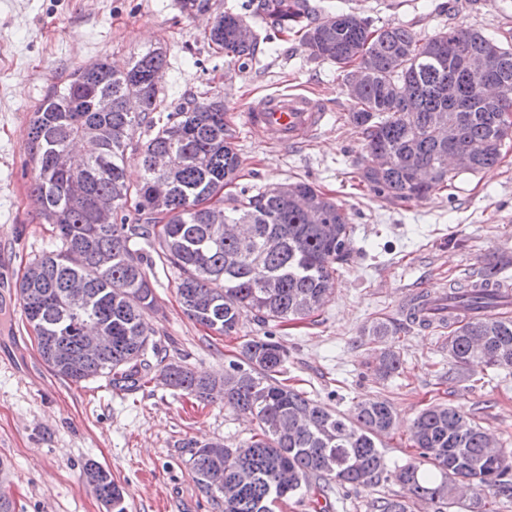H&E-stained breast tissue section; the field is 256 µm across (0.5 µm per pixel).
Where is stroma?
<instances>
[{
  "instance_id": "stroma-1",
  "label": "stroma",
  "mask_w": 512,
  "mask_h": 512,
  "mask_svg": "<svg viewBox=\"0 0 512 512\" xmlns=\"http://www.w3.org/2000/svg\"><path fill=\"white\" fill-rule=\"evenodd\" d=\"M211 2L210 11L188 18L175 0H0V272L11 283L0 296V491L14 512H105L85 480L90 461L111 472L127 512H221L196 483L187 445L233 448L258 430L251 416L218 398L203 404L152 381L126 392L104 377L78 384L59 378L38 350L16 290L29 263L57 243L30 198L33 112L79 67L105 60L122 68L151 46L166 52L159 87L167 109L205 90L223 96L241 160L237 187L312 184L348 214L354 252L320 311L284 325L248 315L232 336L190 320L177 296V271L155 260L148 272L155 307L144 316L150 363L220 375L244 341L270 335L288 350L291 385L320 405L344 412L356 401L389 400L396 421L379 440L387 476L369 487L332 486L322 500L326 512H373L376 498L405 495L394 474L415 458L412 425L431 405L476 410L497 448L512 453V369L483 362L458 369L441 347L445 329L411 326L403 313L412 294L433 283L445 288L489 267L512 278V141L497 165L450 171L448 189L390 204L357 186L365 136L349 116L345 72L308 59L295 37L245 66L225 58L203 33L216 11L241 10L245 0ZM310 2L353 11L377 27L402 24L422 38L450 23L489 34L512 28V0ZM286 88L319 100L328 123L304 144H265L246 127V110ZM376 321L396 327L388 343L403 360L386 380L375 375L376 347L363 334Z\"/></svg>"
}]
</instances>
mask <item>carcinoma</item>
Here are the masks:
<instances>
[{
    "instance_id": "1",
    "label": "carcinoma",
    "mask_w": 512,
    "mask_h": 512,
    "mask_svg": "<svg viewBox=\"0 0 512 512\" xmlns=\"http://www.w3.org/2000/svg\"><path fill=\"white\" fill-rule=\"evenodd\" d=\"M186 16L207 11L210 0H177ZM245 12L217 14L207 43L224 56L245 64L259 52L258 37L239 38V23L261 18L280 34L300 37L309 59L329 61L349 70L369 61L373 73L351 94V120L366 134V152H387L391 165L376 171L364 161L359 182L391 204L422 198L448 182V158L477 148L469 171L491 167L502 158L504 141L497 117L512 113V43L482 31L453 25L429 38L409 27L375 28L352 11H327L308 0H247ZM463 54L487 58L507 90L497 110L487 112L468 100L473 79L460 69ZM165 66L159 49H148L126 69L95 61L74 71L67 83L51 91L31 118L30 161L34 175L30 196L41 217L54 225L60 249L31 262L18 288L22 311L33 328L45 363L57 353L69 364L55 375L72 383L107 377L122 391L141 387L147 376L156 383L201 400L218 393L224 405L251 415L259 432L236 448L211 443L190 449L191 469L200 489L222 503L223 512H272V506L302 490L318 495L334 481L341 486H368L386 470L378 437L394 421L385 399L357 402L349 413H333L281 379L287 349L269 336L254 337L241 349V361L221 377L196 376L170 361L151 370L145 359L149 327L143 314L154 297L147 268L151 254L180 272L177 294L184 313L220 335L238 333L243 316L266 322L304 319L327 302L338 266L353 251V230L343 208L304 181L247 195L229 191L238 178L240 160L224 119V100L204 104L185 99L161 112L158 82ZM142 93L143 107L127 112L123 99L132 88ZM456 124L454 143L439 136L436 116ZM153 134L134 141L137 130ZM77 140L98 143L96 154L77 159L86 193H67ZM142 155V175L127 180V149ZM113 201L112 223L96 222L94 204ZM224 204L231 224H246L241 237H226L211 224L204 205ZM79 250L83 264L66 262ZM84 282L89 303L61 315L56 302L70 282ZM448 306L464 313L440 323L448 329L442 348L464 368L471 361L512 367V318L498 312L492 288L452 286ZM112 332V346L81 364V327ZM379 344L375 371L382 378L402 365L400 352L385 345L394 335L380 321L365 331ZM487 434L473 414L456 406H431L414 423L413 443L419 458L395 472L414 497L441 507L459 483L496 491L512 490V456L485 455ZM214 469L238 486L231 499L216 496L204 485ZM97 497L126 512L122 490L110 471L85 465ZM376 512H411L408 501L382 497Z\"/></svg>"
}]
</instances>
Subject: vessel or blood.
<instances>
[{
	"label": "vessel or blood",
	"instance_id": "vessel-or-blood-1",
	"mask_svg": "<svg viewBox=\"0 0 512 512\" xmlns=\"http://www.w3.org/2000/svg\"><path fill=\"white\" fill-rule=\"evenodd\" d=\"M325 119L319 101L303 93L265 95L246 113V124L255 136H270L279 144L292 146L317 135Z\"/></svg>",
	"mask_w": 512,
	"mask_h": 512
}]
</instances>
